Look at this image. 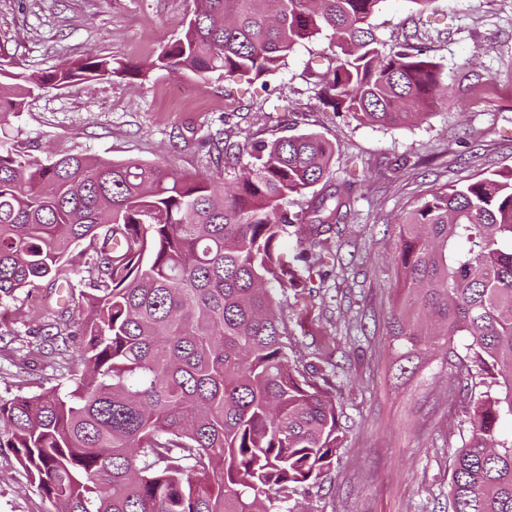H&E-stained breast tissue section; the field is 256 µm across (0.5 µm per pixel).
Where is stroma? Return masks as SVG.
Returning a JSON list of instances; mask_svg holds the SVG:
<instances>
[{
    "label": "stroma",
    "instance_id": "1",
    "mask_svg": "<svg viewBox=\"0 0 512 512\" xmlns=\"http://www.w3.org/2000/svg\"><path fill=\"white\" fill-rule=\"evenodd\" d=\"M192 0H0V57L29 71L94 53L153 61L182 32ZM418 23L412 0H381L374 18L386 47L417 33L438 62L448 104L397 128L362 125L324 108L305 69L327 41L296 46L267 83H203L156 71L145 81L47 86L0 122V145L30 146L45 160L83 153L160 163L224 183L203 142L224 129L232 141L311 131L335 142L331 185L351 189L347 223L310 251L307 287L282 296L288 355L313 371L336 405L340 447L328 475L301 489L298 512H448L454 454L469 426L468 337L452 352L407 358L387 320L399 281L396 222L440 188L512 168V0H433ZM50 282L0 299V398L31 395L63 378L35 355L47 325H76ZM11 449L0 448V512H51Z\"/></svg>",
    "mask_w": 512,
    "mask_h": 512
}]
</instances>
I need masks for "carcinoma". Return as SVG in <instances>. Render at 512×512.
I'll list each match as a JSON object with an SVG mask.
<instances>
[{"instance_id":"cac0c4a2","label":"carcinoma","mask_w":512,"mask_h":512,"mask_svg":"<svg viewBox=\"0 0 512 512\" xmlns=\"http://www.w3.org/2000/svg\"><path fill=\"white\" fill-rule=\"evenodd\" d=\"M153 68L203 82L266 80L294 47L325 38L309 69L326 108L387 128L447 100L442 70L412 42L374 33L381 0H193ZM149 70L92 53L31 73L0 62V119L35 89ZM228 185L159 163L82 153L43 162L0 147V298L57 281L82 248L88 280L72 339L38 353L64 387L0 398V447L13 450L53 512H288L330 471L336 406L288 358L276 290L307 284L309 251L346 221L351 195L324 185L336 145L315 132L242 146L217 130ZM306 198V210L288 209ZM305 225L293 263L288 228ZM401 294L391 336L411 352L470 339L480 387L454 455L451 512H512V169L445 188L395 225Z\"/></svg>"}]
</instances>
